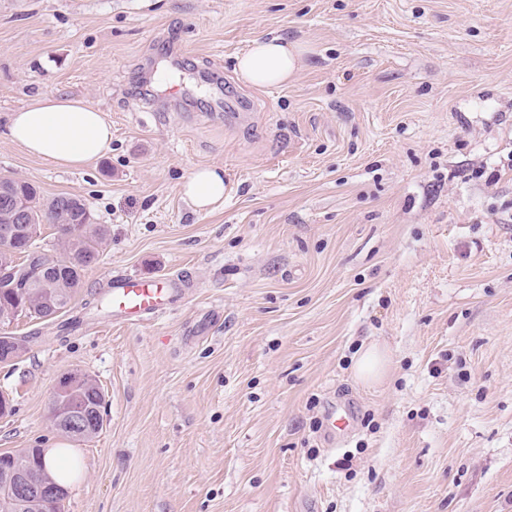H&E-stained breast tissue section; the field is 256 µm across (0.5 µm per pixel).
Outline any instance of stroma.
<instances>
[{"label":"stroma","mask_w":512,"mask_h":512,"mask_svg":"<svg viewBox=\"0 0 512 512\" xmlns=\"http://www.w3.org/2000/svg\"><path fill=\"white\" fill-rule=\"evenodd\" d=\"M269 35L304 68L243 84ZM39 95L102 110L106 154L12 142ZM511 159L512 0H0V177L108 228L69 312L0 324L22 346L0 454L75 449L64 512H512ZM202 166L209 214L181 194ZM117 271L190 288L110 326ZM373 342L392 365L368 387ZM74 371L106 394L86 441L49 418ZM182 190L198 211H210L224 201V171L216 167L197 169L185 180ZM390 357L387 351L378 344H370L360 351L354 364V374L357 380L373 384L387 378Z\"/></svg>","instance_id":"stroma-1"}]
</instances>
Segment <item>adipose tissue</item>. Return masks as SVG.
Segmentation results:
<instances>
[{"instance_id": "obj_1", "label": "adipose tissue", "mask_w": 512, "mask_h": 512, "mask_svg": "<svg viewBox=\"0 0 512 512\" xmlns=\"http://www.w3.org/2000/svg\"><path fill=\"white\" fill-rule=\"evenodd\" d=\"M303 64L301 48L286 38H254L237 58L236 72L253 86H281ZM11 139L26 152L58 168H79L101 157L112 142L104 113L85 100L39 96L9 118ZM184 195L201 212L224 200V173L215 167L195 170L183 183Z\"/></svg>"}]
</instances>
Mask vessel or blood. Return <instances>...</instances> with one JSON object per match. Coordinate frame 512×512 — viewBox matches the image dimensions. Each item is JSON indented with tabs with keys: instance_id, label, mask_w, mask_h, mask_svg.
Segmentation results:
<instances>
[{
	"instance_id": "vessel-or-blood-1",
	"label": "vessel or blood",
	"mask_w": 512,
	"mask_h": 512,
	"mask_svg": "<svg viewBox=\"0 0 512 512\" xmlns=\"http://www.w3.org/2000/svg\"><path fill=\"white\" fill-rule=\"evenodd\" d=\"M183 294L179 276L117 273L112 277L109 314L113 322L140 324L165 314Z\"/></svg>"
}]
</instances>
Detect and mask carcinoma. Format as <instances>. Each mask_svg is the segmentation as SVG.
Listing matches in <instances>:
<instances>
[{"label":"carcinoma","instance_id":"cac0c4a2","mask_svg":"<svg viewBox=\"0 0 512 512\" xmlns=\"http://www.w3.org/2000/svg\"><path fill=\"white\" fill-rule=\"evenodd\" d=\"M0 182L10 188V195L0 197V211L21 207L27 230L18 240L12 264L0 265V322H9L22 313L43 319L51 307L62 311L70 305L83 272L99 261L108 229L91 223L87 206L80 198L62 195L46 201L27 181L5 178ZM43 224L53 225L58 234L60 250L56 255L43 256L34 250L35 237ZM46 288L52 293L49 304L44 298ZM76 407L83 413V438L96 437L103 430L100 387L94 382L82 387ZM40 459L30 448L20 455L0 454V465L21 464L41 474Z\"/></svg>","mask_w":512,"mask_h":512}]
</instances>
